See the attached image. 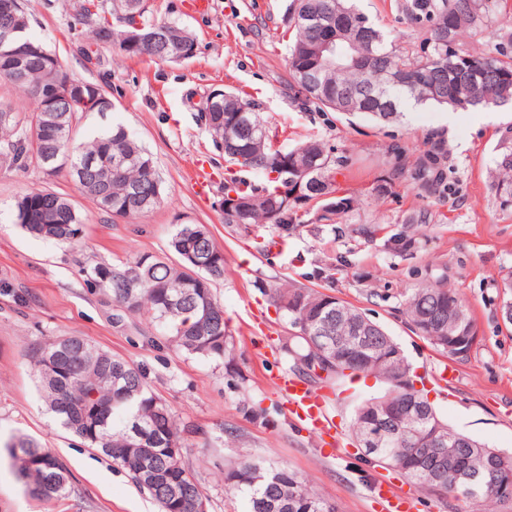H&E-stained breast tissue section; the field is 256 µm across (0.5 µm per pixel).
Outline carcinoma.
Segmentation results:
<instances>
[{"label":"carcinoma","mask_w":512,"mask_h":512,"mask_svg":"<svg viewBox=\"0 0 512 512\" xmlns=\"http://www.w3.org/2000/svg\"><path fill=\"white\" fill-rule=\"evenodd\" d=\"M143 0H110L95 4L86 0L76 14L83 23L96 16L94 38L128 57H148L161 62L172 58L151 45L139 50L127 47V33L140 22L147 31L160 32L170 26L146 15ZM345 15L352 26L337 44V54L347 57L356 48L374 55L368 69L362 71L346 65L323 67L313 60L310 47L319 34L322 13ZM489 13L488 0H414L413 18L430 23L429 37L423 51L411 59L387 41L385 34L359 12L352 0H291L288 6L290 37L287 57L288 86L311 101L302 83L301 71L315 69L321 96L314 104L333 112H363L380 120H390L402 112L406 103L416 106L438 105L453 110L499 107L512 104V56L499 50L472 53L458 44L460 32L476 19ZM48 52L39 55L28 67L25 79L13 76L11 59L0 47V78L18 91L38 101L37 111L29 115L0 111V165L26 169L32 164L51 171L67 167L81 192L97 209L112 217L136 219L162 200V184L157 168L147 169L142 161L152 159L123 127L114 126L98 135L77 141L74 138L78 115L111 106L102 87L89 101L71 112H55L47 96L55 81L53 62ZM481 76L471 87L454 80L448 93L439 97L398 82L393 76L429 71ZM236 118L232 132H241L248 143L250 161H228L226 181L235 184L247 176L267 180L274 187H257L237 195L252 200L241 214L224 212V223L248 229L256 224L292 223L293 210L305 201L319 199L314 188L290 198L293 190L278 172L285 163L281 150L271 144L265 125L251 102L233 91L224 92L217 110L204 114L205 122L216 126L209 130L212 140L224 138V116ZM291 151L298 156L318 158L312 175L330 178L332 160L323 143L307 141ZM130 162L122 173L112 175L110 194L100 196V181L81 177L84 161L95 158L106 165L116 156ZM498 188L512 198V151L501 155L497 163ZM269 199L280 210L270 215L265 206ZM16 221L30 234L62 244L73 245L83 235V220L73 203L65 197L41 189H31L16 203ZM170 247L178 261L143 254L132 262L114 265L104 262L83 265L79 272L86 287L112 300L125 314L146 315L164 330L165 339L190 355L222 360L231 355L232 336L226 331L224 308L215 299L211 284L224 277V251L216 244L205 224H181L171 237ZM194 248L204 264L192 265L186 252ZM137 281L136 295L129 298L128 283ZM271 297L288 317L316 323L330 308L336 309L334 330L347 336L362 324L373 326L369 344L346 343L335 353L340 380L358 374H372L383 391L364 398L355 410V439L361 437L377 420L389 419L398 407L408 403L423 405L427 420L418 434L401 431L392 421L397 434L387 437L370 449L377 462L394 468L435 496L458 498L461 488L456 473L474 465L479 474L472 483L468 502L477 505L485 499L512 500V452L490 448L450 427L424 395L415 389L414 374L400 344L378 323L359 308L311 288L280 284L271 288ZM404 314L412 329L450 358H465L477 345L478 330L454 291L437 282L413 289L404 300ZM281 349L293 366L321 357V342L309 337L303 328L289 333ZM31 359L37 374L42 398L60 425L87 446L112 458L124 469L134 484L148 493L167 512L166 501L158 487H149L138 478L134 459L142 449L153 450V459L165 471L169 483L177 487L179 512H195V497L202 488L186 467L178 424L170 408L148 387L141 370L123 357L101 348L84 336H59L36 347ZM446 435L456 444L451 449L456 467L434 474V463L420 453L434 441V434ZM4 448L17 477L31 499L39 502L68 498L75 494L67 465L50 449L30 436H15ZM38 465L32 467L29 459ZM225 480L248 500V512H336L335 507L310 483L287 468H266L242 461L227 468Z\"/></svg>","instance_id":"carcinoma-1"}]
</instances>
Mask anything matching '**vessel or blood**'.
<instances>
[{
  "label": "vessel or blood",
  "mask_w": 512,
  "mask_h": 512,
  "mask_svg": "<svg viewBox=\"0 0 512 512\" xmlns=\"http://www.w3.org/2000/svg\"><path fill=\"white\" fill-rule=\"evenodd\" d=\"M275 384L285 398L289 417L305 429L328 437L333 446H341L342 436L336 429V422L326 404L296 376L278 375ZM372 490L382 505L383 512H412L410 502L383 478L376 477Z\"/></svg>",
  "instance_id": "1"
}]
</instances>
